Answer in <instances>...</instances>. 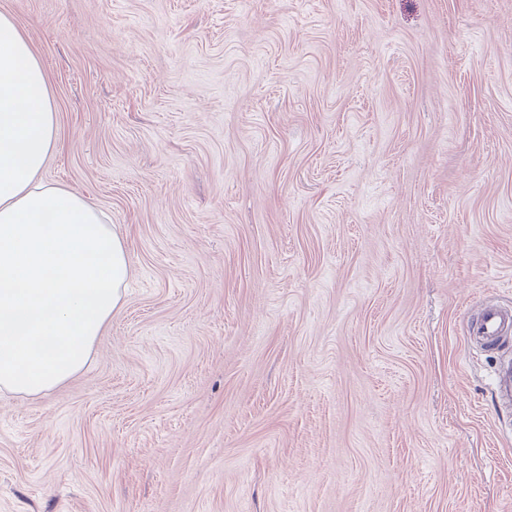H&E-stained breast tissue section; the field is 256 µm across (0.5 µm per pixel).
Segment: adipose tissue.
Returning <instances> with one entry per match:
<instances>
[{
    "instance_id": "obj_1",
    "label": "adipose tissue",
    "mask_w": 512,
    "mask_h": 512,
    "mask_svg": "<svg viewBox=\"0 0 512 512\" xmlns=\"http://www.w3.org/2000/svg\"><path fill=\"white\" fill-rule=\"evenodd\" d=\"M57 147L45 71L0 13V392L31 398L83 369L130 275L105 214L40 179Z\"/></svg>"
}]
</instances>
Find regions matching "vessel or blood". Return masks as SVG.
Listing matches in <instances>:
<instances>
[{
    "label": "vessel or blood",
    "mask_w": 512,
    "mask_h": 512,
    "mask_svg": "<svg viewBox=\"0 0 512 512\" xmlns=\"http://www.w3.org/2000/svg\"><path fill=\"white\" fill-rule=\"evenodd\" d=\"M467 338L496 355L495 396L500 406L512 413V306L496 301L483 303L470 317Z\"/></svg>",
    "instance_id": "obj_1"
}]
</instances>
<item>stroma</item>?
Listing matches in <instances>:
<instances>
[{
  "label": "stroma",
  "instance_id": "obj_1",
  "mask_svg": "<svg viewBox=\"0 0 512 512\" xmlns=\"http://www.w3.org/2000/svg\"><path fill=\"white\" fill-rule=\"evenodd\" d=\"M41 176L132 277L82 372L0 392V512H512L466 339L512 304V0H0Z\"/></svg>",
  "mask_w": 512,
  "mask_h": 512
}]
</instances>
